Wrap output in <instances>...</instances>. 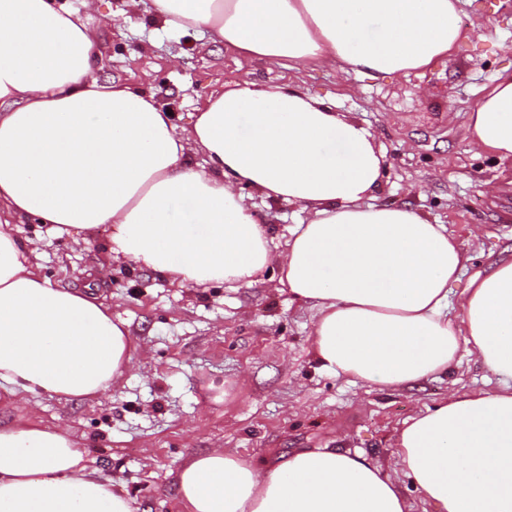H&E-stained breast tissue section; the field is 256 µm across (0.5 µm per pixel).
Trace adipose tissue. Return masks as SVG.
Returning a JSON list of instances; mask_svg holds the SVG:
<instances>
[{"label": "adipose tissue", "instance_id": "1", "mask_svg": "<svg viewBox=\"0 0 512 512\" xmlns=\"http://www.w3.org/2000/svg\"><path fill=\"white\" fill-rule=\"evenodd\" d=\"M169 30L208 32L245 61L372 77L424 70L468 34L458 0H124ZM95 33L57 0H0V213L54 232L108 225L110 261L181 285L281 288L315 312L312 351L339 377L384 391L475 356L496 388L451 391L407 419L397 466L434 512H512V255L448 294L466 256L417 208L370 203L382 156L371 133L289 85L232 82L188 123L153 93L101 78ZM469 146L512 165V74L469 114ZM300 207L285 251L246 193ZM193 221L179 223L175 202ZM124 321L52 286L33 243L0 223V388L90 399L132 366ZM183 512H408L399 485L358 451L301 448L270 467L213 449L178 469ZM0 512H133L123 483L90 469L68 429L0 425Z\"/></svg>", "mask_w": 512, "mask_h": 512}]
</instances>
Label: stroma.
<instances>
[{"mask_svg": "<svg viewBox=\"0 0 512 512\" xmlns=\"http://www.w3.org/2000/svg\"><path fill=\"white\" fill-rule=\"evenodd\" d=\"M66 5L99 32L102 77L155 93L176 125L224 84L253 80L295 84L332 99L365 127L384 160L378 203H408L446 225L465 249V276L512 254V187L497 159L467 144V114L503 71L512 72V0H460L472 32L448 60L407 75L371 79L332 68L239 61L223 44L193 31L173 34L161 19L127 13L123 0ZM275 244L305 214L253 198ZM12 232L35 241L40 272L53 286L91 287L139 345L135 366L97 402L47 395L17 398L0 389V422L31 412L68 426L88 464L122 480L134 512H181L175 488L180 464L224 448L257 464L277 463L297 448L360 451L391 468L406 419L437 406L449 385L493 387V376L460 355L449 379L405 391H379L323 370L311 353L313 312L274 288L272 272L241 288L179 286L129 264L99 277L111 227L83 243L73 235L16 221Z\"/></svg>", "mask_w": 512, "mask_h": 512, "instance_id": "obj_1", "label": "stroma"}]
</instances>
